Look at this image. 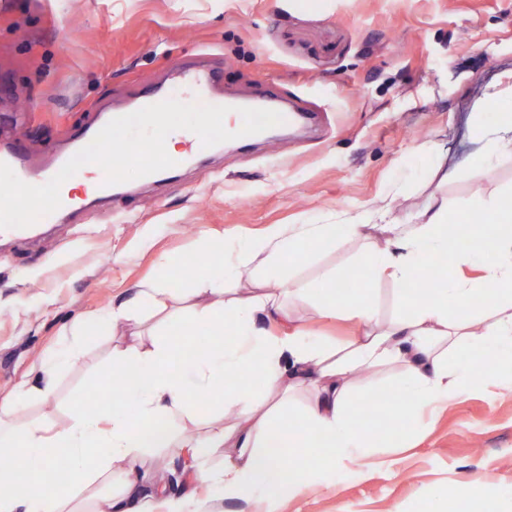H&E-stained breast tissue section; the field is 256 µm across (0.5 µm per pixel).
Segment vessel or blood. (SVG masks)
<instances>
[{
  "instance_id": "vessel-or-blood-1",
  "label": "vessel or blood",
  "mask_w": 512,
  "mask_h": 512,
  "mask_svg": "<svg viewBox=\"0 0 512 512\" xmlns=\"http://www.w3.org/2000/svg\"><path fill=\"white\" fill-rule=\"evenodd\" d=\"M180 82L187 86L196 98H211L214 101L205 114L206 124L212 136L218 137L224 128V103L216 99L217 76L212 68L194 66L185 70ZM292 114L287 108L269 101L253 103L250 111L243 114L240 138H252L258 131L291 122ZM131 116L126 110L109 111L104 122L79 131L73 140V150L64 156L53 158L43 167H32L23 152L15 143L0 145V168L11 173L12 185H20L35 196L38 204L28 208L12 199L10 187L0 189V235L12 234L24 237L33 227L55 223L65 211L77 209V202H65L61 188L75 181L88 169L101 172L102 181L99 193L109 196L112 189L121 187L125 169L133 165L139 168L149 181L161 178L175 165L167 157L156 140L146 136L128 134ZM124 136L126 148L112 152L111 146L117 136Z\"/></svg>"
}]
</instances>
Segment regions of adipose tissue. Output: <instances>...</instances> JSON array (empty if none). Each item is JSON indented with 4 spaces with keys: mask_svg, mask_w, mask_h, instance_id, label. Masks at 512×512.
Here are the masks:
<instances>
[{
    "mask_svg": "<svg viewBox=\"0 0 512 512\" xmlns=\"http://www.w3.org/2000/svg\"><path fill=\"white\" fill-rule=\"evenodd\" d=\"M480 204L487 221L462 251L446 232L448 200L439 195L407 228L395 227L388 210L363 209L341 224L273 229L232 253L225 242L206 241V252L223 255V274L203 269L190 288L164 279L140 286L138 298L151 299L164 319L148 330V343L113 350L108 375L128 380L121 404L93 413L73 404L69 424L51 431L35 421H16L19 396L0 399V446L15 450L9 469L0 470V512H73L76 501L83 502L82 512H152L132 473L156 450L190 454L198 480L234 498L284 486L299 492L323 469L347 461L372 466L377 434L362 429L350 413L354 374L399 368L398 385L407 399L386 425L393 436L403 419L424 409L440 412L489 378L512 372V209L492 199ZM376 228L389 234L381 249L367 245ZM341 233L364 240L359 261L372 280L401 285L388 322H379L366 290L350 297L339 291L334 270L305 287L286 280L308 244ZM439 255L448 258L449 276L432 288H409L412 270ZM463 264L479 268L481 277L460 278L456 269ZM246 270L259 279L261 294L228 297L227 281ZM300 293L314 300L322 318L358 319L360 330L348 349L324 343L302 326L285 336L262 327V320L285 316V303ZM201 330L210 338L207 349L185 355L180 337ZM461 340L483 349V368L465 361L449 365L448 349ZM251 373L262 378L263 395L238 384L239 376ZM301 391L310 398L303 416L295 418L287 405ZM200 393L211 394L216 425L195 435L186 424L200 414L194 402ZM228 407L242 420L231 431L222 424ZM299 439L307 456L293 474L283 475L272 451L292 450ZM53 448L65 450L76 483L56 485Z\"/></svg>",
    "mask_w": 512,
    "mask_h": 512,
    "instance_id": "ef3b65f1",
    "label": "adipose tissue"
}]
</instances>
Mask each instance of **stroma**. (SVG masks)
Masks as SVG:
<instances>
[{
  "mask_svg": "<svg viewBox=\"0 0 512 512\" xmlns=\"http://www.w3.org/2000/svg\"><path fill=\"white\" fill-rule=\"evenodd\" d=\"M203 57L222 98L289 99L317 113L315 130L214 145L162 181L128 168L111 197L0 247V398L34 384L42 357L78 345L53 398L25 400L18 419L61 428L87 390L110 399L112 351L149 328L153 307L139 301L140 322L115 327L99 315L182 260L221 266L202 251L204 238L338 224L384 204L409 224L435 193L455 222L479 214L476 194L512 193L509 155L474 185L477 134L512 109L501 79L512 71V0H0V140L42 161L98 105L130 107L158 87L179 112L208 111L171 86L173 73ZM361 247L350 238L313 246L291 274L307 283L325 267L345 271ZM295 325L339 344L355 331L345 319L321 320L301 298L268 328L283 335ZM375 457L379 466L326 469L302 493L272 498L211 497L163 452L137 470L155 512L186 496L208 512H434L457 486L478 491L474 512H512V381L378 438Z\"/></svg>",
  "mask_w": 512,
  "mask_h": 512,
  "instance_id": "1",
  "label": "stroma"
}]
</instances>
